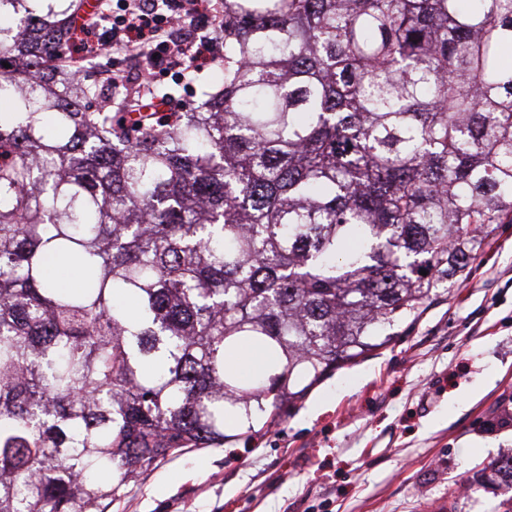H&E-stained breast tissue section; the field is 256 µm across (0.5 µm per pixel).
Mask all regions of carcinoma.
Listing matches in <instances>:
<instances>
[{"mask_svg":"<svg viewBox=\"0 0 512 512\" xmlns=\"http://www.w3.org/2000/svg\"><path fill=\"white\" fill-rule=\"evenodd\" d=\"M223 2L217 103L91 112L52 61L82 2L0 0V512H95L223 446L512 224V0ZM489 469L512 489V457ZM241 372L248 374H258L265 369V357L263 353L255 346H244L235 352L229 361Z\"/></svg>","mask_w":512,"mask_h":512,"instance_id":"1","label":"carcinoma"}]
</instances>
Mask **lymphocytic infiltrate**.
I'll list each match as a JSON object with an SVG mask.
<instances>
[{
  "label": "lymphocytic infiltrate",
  "instance_id": "obj_1",
  "mask_svg": "<svg viewBox=\"0 0 512 512\" xmlns=\"http://www.w3.org/2000/svg\"><path fill=\"white\" fill-rule=\"evenodd\" d=\"M219 0H184L181 15L159 10L157 0H120L117 11L92 9L82 13L63 52L64 58L80 62L92 45L113 53L143 59L146 65L160 64L185 72L201 71L211 62L210 43L204 38L183 39L178 30L185 22L212 19L214 26L224 24Z\"/></svg>",
  "mask_w": 512,
  "mask_h": 512
}]
</instances>
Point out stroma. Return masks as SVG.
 I'll list each match as a JSON object with an SVG mask.
<instances>
[{
  "mask_svg": "<svg viewBox=\"0 0 512 512\" xmlns=\"http://www.w3.org/2000/svg\"><path fill=\"white\" fill-rule=\"evenodd\" d=\"M216 63L152 85L190 110ZM386 346L332 372L272 424L186 448L126 483L104 512H512L487 464L512 453V224Z\"/></svg>",
  "mask_w": 512,
  "mask_h": 512,
  "instance_id": "stroma-1",
  "label": "stroma"
}]
</instances>
